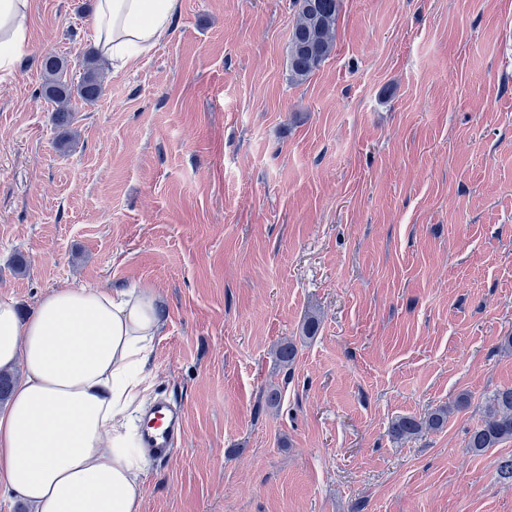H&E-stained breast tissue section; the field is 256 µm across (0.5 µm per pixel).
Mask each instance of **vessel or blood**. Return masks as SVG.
<instances>
[{"mask_svg": "<svg viewBox=\"0 0 512 512\" xmlns=\"http://www.w3.org/2000/svg\"><path fill=\"white\" fill-rule=\"evenodd\" d=\"M145 423L140 431V444L152 459L171 460L178 451L184 433L183 416L170 399H154L144 412Z\"/></svg>", "mask_w": 512, "mask_h": 512, "instance_id": "vessel-or-blood-1", "label": "vessel or blood"}]
</instances>
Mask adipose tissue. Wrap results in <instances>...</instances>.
Wrapping results in <instances>:
<instances>
[{
  "instance_id": "1",
  "label": "adipose tissue",
  "mask_w": 512,
  "mask_h": 512,
  "mask_svg": "<svg viewBox=\"0 0 512 512\" xmlns=\"http://www.w3.org/2000/svg\"><path fill=\"white\" fill-rule=\"evenodd\" d=\"M177 0H96L94 44L120 72L169 34ZM28 0H0V68L27 40ZM163 327L154 295L60 287L20 318L0 298V369L24 374L0 408V491L26 512H139L133 415Z\"/></svg>"
}]
</instances>
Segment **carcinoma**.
Returning a JSON list of instances; mask_svg holds the SVG:
<instances>
[{"instance_id": "1", "label": "carcinoma", "mask_w": 512, "mask_h": 512, "mask_svg": "<svg viewBox=\"0 0 512 512\" xmlns=\"http://www.w3.org/2000/svg\"><path fill=\"white\" fill-rule=\"evenodd\" d=\"M288 44L290 80L303 83L331 55L336 40V22L340 0H297ZM44 75L42 93L56 105L55 115L70 113L71 99L76 96L87 104L95 102L102 92V78L96 58L85 61L81 81L72 86L64 80L67 61L55 53H46L40 62ZM449 408H440L426 419L400 416L392 420L389 433L397 441L413 438L424 429L436 430L447 421ZM512 440V386L498 389L491 398L482 422L468 431L466 447L479 454Z\"/></svg>"}]
</instances>
